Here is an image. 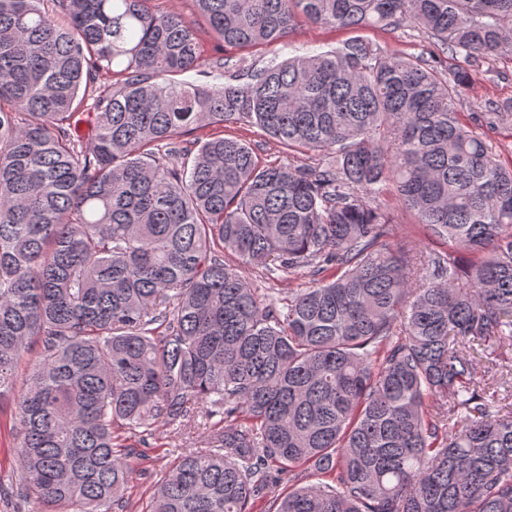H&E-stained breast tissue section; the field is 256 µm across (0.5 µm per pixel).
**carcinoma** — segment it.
I'll return each mask as SVG.
<instances>
[{
  "instance_id": "cac0c4a2",
  "label": "carcinoma",
  "mask_w": 512,
  "mask_h": 512,
  "mask_svg": "<svg viewBox=\"0 0 512 512\" xmlns=\"http://www.w3.org/2000/svg\"><path fill=\"white\" fill-rule=\"evenodd\" d=\"M226 46L306 22L418 26L219 85L193 23L150 0H0V397L18 399L17 493L112 512L134 468L116 431L201 430L147 512H512V408L474 346L512 343V167L486 130L512 101L455 104L466 64L512 56V0H193ZM110 72L114 81L95 85ZM249 119L318 162L265 163ZM392 193L447 251L416 252ZM235 255L239 263L225 261ZM307 272L286 297L240 272ZM311 481L276 493L295 471ZM179 80L193 82L196 84H214L224 82V69L217 67H209L203 65L196 70L189 71L181 76H178Z\"/></svg>"
}]
</instances>
